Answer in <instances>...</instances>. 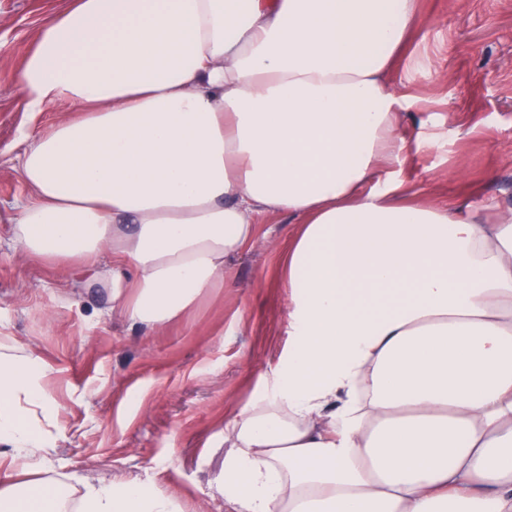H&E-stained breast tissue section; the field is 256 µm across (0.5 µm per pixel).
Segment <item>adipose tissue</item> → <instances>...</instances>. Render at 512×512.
<instances>
[{
	"mask_svg": "<svg viewBox=\"0 0 512 512\" xmlns=\"http://www.w3.org/2000/svg\"><path fill=\"white\" fill-rule=\"evenodd\" d=\"M417 0H72L18 80L78 116L30 138L15 213L53 262L112 253V305L161 327L262 218L281 268L275 397L224 425L227 512H512V208L409 203L371 182L405 148L387 75ZM37 358L0 353V443L44 456ZM0 478L7 512H184L134 480Z\"/></svg>",
	"mask_w": 512,
	"mask_h": 512,
	"instance_id": "adipose-tissue-1",
	"label": "adipose tissue"
}]
</instances>
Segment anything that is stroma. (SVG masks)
I'll list each match as a JSON object with an SVG mask.
<instances>
[{"label": "stroma", "instance_id": "stroma-1", "mask_svg": "<svg viewBox=\"0 0 512 512\" xmlns=\"http://www.w3.org/2000/svg\"><path fill=\"white\" fill-rule=\"evenodd\" d=\"M70 2L0 0V342L40 359L56 406L42 423L54 446L28 467L73 500L83 483L129 476L185 512H224V424L272 396L288 355L280 258L294 224L263 219L223 287L158 329L113 311L111 289L80 268L24 252L20 156L72 112L26 111L18 74L45 16ZM418 15L389 79L407 99L395 170L421 202L512 207V0H418Z\"/></svg>", "mask_w": 512, "mask_h": 512}]
</instances>
